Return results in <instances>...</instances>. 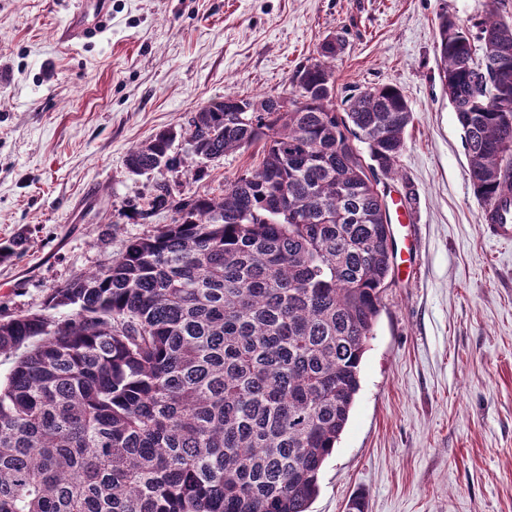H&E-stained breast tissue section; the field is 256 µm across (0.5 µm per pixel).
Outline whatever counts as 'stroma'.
Returning <instances> with one entry per match:
<instances>
[{"instance_id": "stroma-1", "label": "stroma", "mask_w": 512, "mask_h": 512, "mask_svg": "<svg viewBox=\"0 0 512 512\" xmlns=\"http://www.w3.org/2000/svg\"><path fill=\"white\" fill-rule=\"evenodd\" d=\"M512 0H110L97 34L68 42L71 0H0V309L38 312L49 290L97 269L132 238L153 177L130 148L187 125L225 92L289 96L329 36L336 98L397 85L413 112L390 192L411 183L410 279L382 297L349 424L310 512H512V244L490 238L464 133L441 82L438 16L471 30ZM174 195L222 194L259 161L229 155L195 181L182 152Z\"/></svg>"}]
</instances>
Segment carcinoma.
Listing matches in <instances>:
<instances>
[{
  "instance_id": "obj_1",
  "label": "carcinoma",
  "mask_w": 512,
  "mask_h": 512,
  "mask_svg": "<svg viewBox=\"0 0 512 512\" xmlns=\"http://www.w3.org/2000/svg\"><path fill=\"white\" fill-rule=\"evenodd\" d=\"M475 27L512 72V21ZM469 36L439 16L441 78L492 219L512 204V77L470 67ZM341 49L297 71L287 112L226 93L132 148L127 168L159 175L149 210L172 223L50 289L49 313L0 318V512H308L395 280L377 172H396L413 120L393 84L337 107ZM179 137L197 181L229 152L259 144L262 161L220 197L177 200Z\"/></svg>"
}]
</instances>
